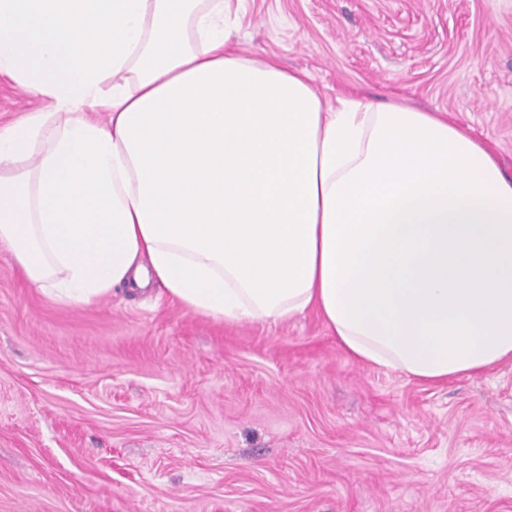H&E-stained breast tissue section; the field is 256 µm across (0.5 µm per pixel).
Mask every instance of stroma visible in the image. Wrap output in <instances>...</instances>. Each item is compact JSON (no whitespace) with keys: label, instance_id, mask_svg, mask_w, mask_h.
Segmentation results:
<instances>
[{"label":"stroma","instance_id":"stroma-1","mask_svg":"<svg viewBox=\"0 0 512 512\" xmlns=\"http://www.w3.org/2000/svg\"><path fill=\"white\" fill-rule=\"evenodd\" d=\"M320 96L447 113L512 177V0H235ZM0 512H512V363L443 384L319 311L230 324L158 286L73 306L0 250Z\"/></svg>","mask_w":512,"mask_h":512}]
</instances>
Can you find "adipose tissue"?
Segmentation results:
<instances>
[{
	"label": "adipose tissue",
	"mask_w": 512,
	"mask_h": 512,
	"mask_svg": "<svg viewBox=\"0 0 512 512\" xmlns=\"http://www.w3.org/2000/svg\"><path fill=\"white\" fill-rule=\"evenodd\" d=\"M0 74L40 102L0 128V246L32 287L314 307L432 383L512 361V179L444 113L323 100L240 53L224 0H0Z\"/></svg>",
	"instance_id": "1"
}]
</instances>
